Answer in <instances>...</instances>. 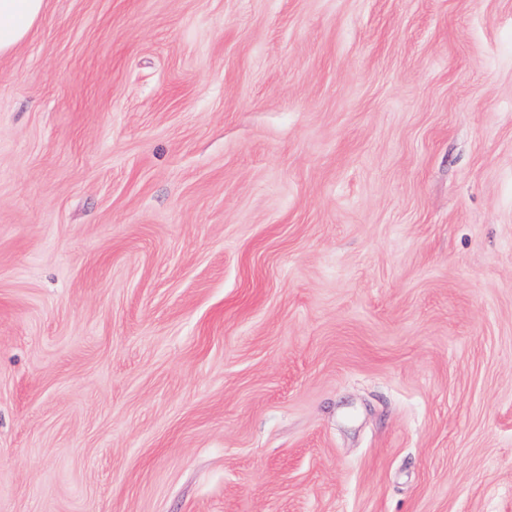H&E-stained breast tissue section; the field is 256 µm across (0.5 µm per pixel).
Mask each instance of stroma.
Segmentation results:
<instances>
[{"instance_id":"1","label":"stroma","mask_w":512,"mask_h":512,"mask_svg":"<svg viewBox=\"0 0 512 512\" xmlns=\"http://www.w3.org/2000/svg\"><path fill=\"white\" fill-rule=\"evenodd\" d=\"M0 512H512V0H48Z\"/></svg>"}]
</instances>
